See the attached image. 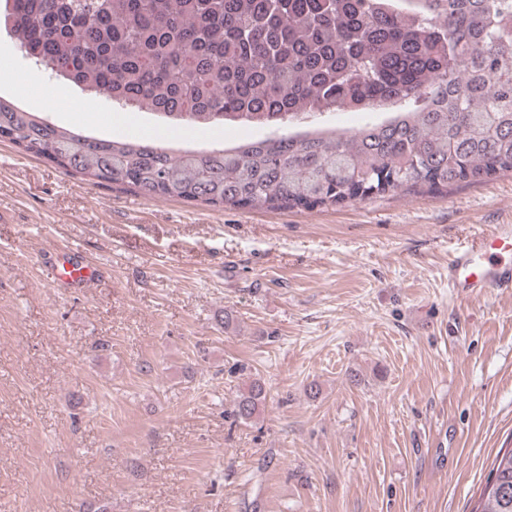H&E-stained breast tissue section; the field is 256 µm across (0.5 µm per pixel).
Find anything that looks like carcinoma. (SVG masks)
<instances>
[{
  "mask_svg": "<svg viewBox=\"0 0 512 512\" xmlns=\"http://www.w3.org/2000/svg\"><path fill=\"white\" fill-rule=\"evenodd\" d=\"M35 64L124 108L183 123L275 120L198 149L98 138L0 96V141L93 185L215 208L313 210L512 172V0H6ZM397 112L356 128L331 112ZM258 378L236 420L258 418ZM475 512H512V447Z\"/></svg>",
  "mask_w": 512,
  "mask_h": 512,
  "instance_id": "1",
  "label": "carcinoma"
}]
</instances>
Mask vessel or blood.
<instances>
[{
	"mask_svg": "<svg viewBox=\"0 0 512 512\" xmlns=\"http://www.w3.org/2000/svg\"><path fill=\"white\" fill-rule=\"evenodd\" d=\"M512 253V225L490 224L477 242L456 251L448 265V286L456 294L480 296L492 290H512V262L504 259ZM99 274L97 267L68 259L60 275L71 282L88 283Z\"/></svg>",
	"mask_w": 512,
	"mask_h": 512,
	"instance_id": "vessel-or-blood-1",
	"label": "vessel or blood"
}]
</instances>
